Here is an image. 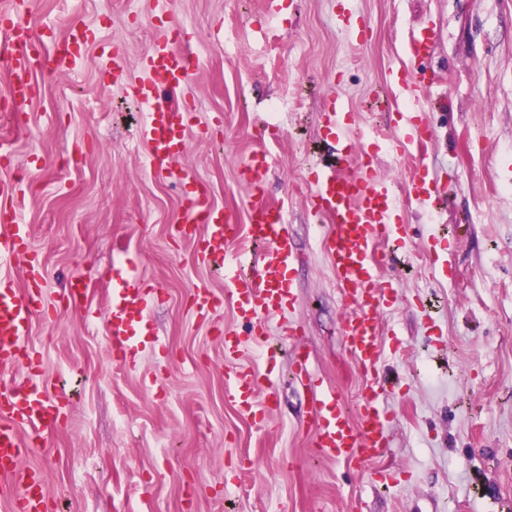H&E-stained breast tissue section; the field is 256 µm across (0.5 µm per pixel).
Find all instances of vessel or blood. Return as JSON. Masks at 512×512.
<instances>
[{
	"label": "vessel or blood",
	"mask_w": 512,
	"mask_h": 512,
	"mask_svg": "<svg viewBox=\"0 0 512 512\" xmlns=\"http://www.w3.org/2000/svg\"><path fill=\"white\" fill-rule=\"evenodd\" d=\"M33 0H9L0 7V65L9 72V97L28 106L35 94L33 72L50 58L71 55L87 44L88 30L77 20L70 21L65 37H57L54 27L33 31L26 16ZM432 29L421 30L404 47L413 64L426 60L433 52ZM198 68L193 54L173 48L169 33H160L146 57L145 78L129 85V97L147 106L149 117L139 138L149 148L154 168L163 170L171 158L185 148L183 132L194 121V111L186 104L171 106L155 95L157 82L180 86ZM324 117L329 136L336 144L339 168L314 172L310 203L315 215L333 225L327 235L325 261L347 305L341 330L348 352L365 380V395L356 418H349L335 394L325 395L314 417V446L321 455L353 466L381 458L388 446L387 425L392 412L380 402L379 312L397 298V284L381 279L375 248L393 239L400 229V207L386 181L373 174L368 154L360 140L348 133L350 115L329 98ZM432 136L420 112L409 115V130L404 137L391 138L390 149L405 150L407 145L426 146ZM268 166L265 156L257 155L240 168V176L254 190L247 211L245 230L249 242L261 245L255 256L227 253L225 243L236 236L233 212L213 204L207 195L189 198L179 216V227L201 224L206 228L198 250L201 259L218 260L224 266L226 292L242 316L256 319L284 311L293 299V284L286 273L295 262V253L286 229L284 204L266 199L263 183ZM444 182L423 177L412 179L408 193L425 201L444 194ZM27 231L20 222L18 207L0 210V262L25 257L27 288L18 292L12 278L0 276V366L20 368L25 377L0 387V498L12 512H45L47 498L38 473L21 464L25 448H47L48 437L60 425L59 406L42 390V371L26 339L35 316L44 314L40 298L45 271L36 254L27 253ZM148 290L133 273L117 281L104 313L112 336L114 360L125 363L142 334ZM224 396L240 410L263 419L256 391V373L226 368Z\"/></svg>",
	"instance_id": "vessel-or-blood-1"
}]
</instances>
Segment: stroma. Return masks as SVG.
<instances>
[{
  "label": "stroma",
  "mask_w": 512,
  "mask_h": 512,
  "mask_svg": "<svg viewBox=\"0 0 512 512\" xmlns=\"http://www.w3.org/2000/svg\"><path fill=\"white\" fill-rule=\"evenodd\" d=\"M342 14L364 22V34L342 28ZM73 18L96 40L41 78L0 163V180L38 170L19 208L48 271L50 314L34 318L28 341L65 422L50 451L22 463L41 472L48 512H349L354 503L360 512H512V0H37L27 21L63 34ZM175 25L184 32L176 49L198 58L176 94L197 125L161 172L137 136L147 109L124 84ZM426 25L433 52L411 69L433 131L419 162L384 139L406 127L389 71ZM331 96L401 198L405 236L378 247L382 277L400 283L380 336V396L394 417L385 455L361 468L316 455L318 390L293 373L303 354L320 390L349 412L364 395L324 261L331 224L309 201L313 169L334 161L321 118ZM257 150L269 161L266 197L286 205L297 263L292 305L253 337L223 276L173 227L201 187L245 217L237 167ZM418 169L449 172L450 200L406 199ZM133 267L151 293L146 333L123 367L103 310ZM74 277L87 286L82 307L61 302ZM201 283L216 301L204 320L191 309ZM293 326L301 339L290 338ZM228 332L243 341L231 357ZM231 363L272 380L266 423L225 401ZM383 469L394 473L386 484Z\"/></svg>",
  "instance_id": "stroma-1"
}]
</instances>
